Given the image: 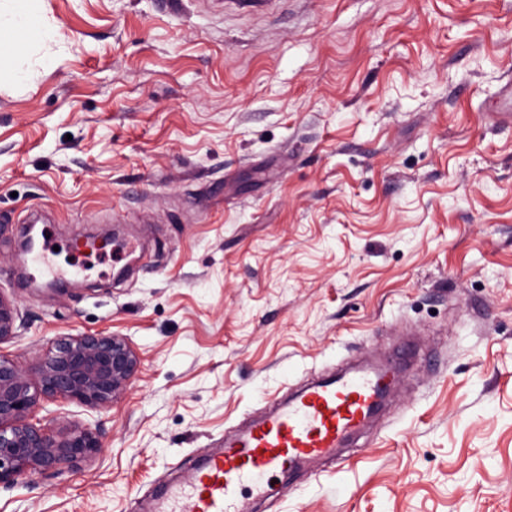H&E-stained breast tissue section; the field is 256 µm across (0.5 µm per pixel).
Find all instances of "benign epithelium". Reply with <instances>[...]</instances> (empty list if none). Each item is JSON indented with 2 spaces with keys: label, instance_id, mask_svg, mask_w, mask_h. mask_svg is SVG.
<instances>
[{
  "label": "benign epithelium",
  "instance_id": "obj_1",
  "mask_svg": "<svg viewBox=\"0 0 512 512\" xmlns=\"http://www.w3.org/2000/svg\"><path fill=\"white\" fill-rule=\"evenodd\" d=\"M17 310L0 295V345L18 336ZM141 359L129 338L114 333L57 336L24 368L0 353V486L75 472L106 448L88 426L33 422L43 400H72L90 411L109 408L127 391Z\"/></svg>",
  "mask_w": 512,
  "mask_h": 512
}]
</instances>
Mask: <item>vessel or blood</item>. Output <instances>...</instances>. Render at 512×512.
<instances>
[{
	"instance_id": "b4317fda",
	"label": "vessel or blood",
	"mask_w": 512,
	"mask_h": 512,
	"mask_svg": "<svg viewBox=\"0 0 512 512\" xmlns=\"http://www.w3.org/2000/svg\"><path fill=\"white\" fill-rule=\"evenodd\" d=\"M395 381L386 363L305 386L225 439L220 454L158 496L153 512H252L270 479L322 461L341 464V448L371 423Z\"/></svg>"
}]
</instances>
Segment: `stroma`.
Wrapping results in <instances>:
<instances>
[{"label":"stroma","mask_w":512,"mask_h":512,"mask_svg":"<svg viewBox=\"0 0 512 512\" xmlns=\"http://www.w3.org/2000/svg\"><path fill=\"white\" fill-rule=\"evenodd\" d=\"M0 39V294L32 363L127 336L141 366L93 412L76 473L0 512H146L305 378L405 337L388 414L336 472L256 512H512V0H40ZM24 65L29 84L15 80ZM61 289L15 261L24 224ZM115 233L120 251L68 245Z\"/></svg>","instance_id":"obj_1"}]
</instances>
